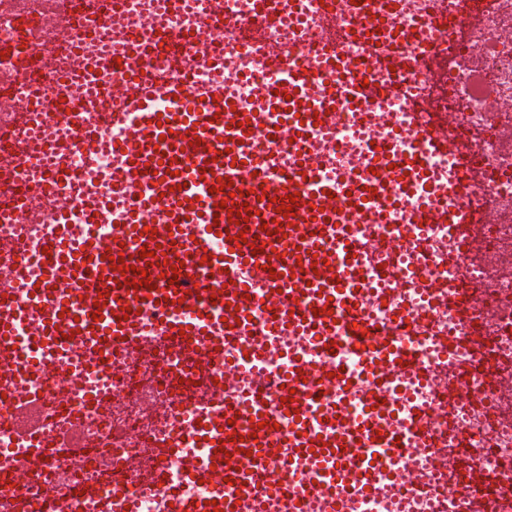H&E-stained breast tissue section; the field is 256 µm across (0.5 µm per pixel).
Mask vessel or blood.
I'll list each match as a JSON object with an SVG mask.
<instances>
[{
  "mask_svg": "<svg viewBox=\"0 0 512 512\" xmlns=\"http://www.w3.org/2000/svg\"><path fill=\"white\" fill-rule=\"evenodd\" d=\"M211 43L201 52L200 61L211 69L224 67V57L214 44L225 27L234 24L225 13L224 0H208ZM146 57L144 46L131 44L122 57L109 55L86 63L78 73L79 81L93 83L99 69L122 68L130 80L101 90L91 100V107L103 110L108 125L122 128L124 138L112 150L121 163L112 177L114 190L134 200L148 199L151 209L160 211L156 232L137 228L108 242L88 238L81 247L68 245L67 224L49 227L51 246L40 255L43 277L38 286L29 288L28 308L41 311L44 321L42 344H51L58 334L73 336L75 342L111 347L134 335L138 313L133 302L155 306L164 321L161 334L166 338H185L204 345L206 361L219 362L224 347L252 337L261 343L263 332L248 321L249 309L273 305L281 323L309 329L323 350L336 345V312L342 306H355L362 286V270L347 264L342 274L332 273L324 255L306 246L299 225L313 222L336 230L342 254H350L351 243L342 231L353 214L374 216L390 194L408 181H421L417 160L408 159L396 170L394 180L375 176L364 184L326 182L317 177L313 167L291 171L289 182L298 186L294 212L279 213L285 196L267 190L265 164L251 157L248 139L253 128L274 132L276 137L301 142L307 127L331 126L336 116L335 99L309 93L308 72L288 68L279 50H270L268 81L271 95L267 111L245 115L235 112L234 104L224 95L223 79L190 89L182 85H159L135 76L134 71ZM369 66L403 69L405 60L398 55L393 41L380 43L368 60ZM178 100L180 111L169 113L160 121L159 101ZM416 113L427 116L422 133L431 147L448 148L447 113H428L422 101H413ZM80 103L56 118L73 128L71 136L51 143L32 139L25 151L50 150L55 158L47 181L52 189L64 193L70 189L66 158L76 149L93 152L99 145L100 128L83 120ZM348 191V211L336 213L332 196ZM248 207L246 222L229 221V207ZM153 256L143 259L140 247ZM273 250L282 260L274 273H263L260 283L252 284L242 276L258 250ZM195 268L196 277H211L217 282L211 291L195 288V279L179 278L164 286L160 280L171 266ZM135 266L131 276H124L126 266ZM150 276L152 287L142 286V276ZM485 287L480 283L457 281L448 293L461 300L462 312L473 308ZM17 318L10 308V297L0 290V366L14 363ZM368 372L401 371L406 360L396 338L387 336L369 343L364 354ZM279 394L283 410L291 423L287 437H280L262 427L259 430L233 425V411L215 408L208 433L220 441L222 450L211 464L186 463L190 482L205 484L230 478L239 493H255L254 476L266 459L288 454L310 453L320 464V484H309L344 494V470L357 472L363 485L371 483L374 455L400 451L394 434H378L373 418L344 424L334 410L315 411L312 389L331 386L327 369H315L302 358L289 357L281 379ZM250 451V466L245 470H227L225 454L241 456ZM170 512H234L233 504L218 497L207 505L190 496L174 499Z\"/></svg>",
  "mask_w": 512,
  "mask_h": 512,
  "instance_id": "b4317fda",
  "label": "vessel or blood"
}]
</instances>
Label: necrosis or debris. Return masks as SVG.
<instances>
[{
	"instance_id": "obj_1",
	"label": "necrosis or debris",
	"mask_w": 512,
	"mask_h": 512,
	"mask_svg": "<svg viewBox=\"0 0 512 512\" xmlns=\"http://www.w3.org/2000/svg\"><path fill=\"white\" fill-rule=\"evenodd\" d=\"M184 9L163 13L161 0H121L107 34H100L99 0H0V76L13 79L9 97L0 104V123L28 115L44 138L64 135L43 113L58 112L68 91L53 70L77 65L75 44L85 55L102 50L121 53L131 40L148 47L145 70L159 83L204 85L215 74L200 64L186 32L208 33L206 0H185ZM297 24L268 23L256 0H224L237 20L225 28L224 90L241 111L263 109L267 71L261 60L265 45L281 47L289 66L310 73L316 90L327 93L344 81L379 85V97L360 111L337 107L336 122L314 127L305 141L322 178L366 179L380 156L396 161L415 156L435 182L430 199L400 190L399 202L384 223L354 224L353 238L373 237L376 248L362 252L366 283L356 310H342L339 322L358 313L368 334L419 335L411 356L413 368L381 375L392 409L380 411L387 431L403 435L400 455L379 459L367 496L350 493L340 512H471L480 498L483 512H512V0H399L391 18L403 39L397 49L407 59L404 72L393 75L365 70L374 50L367 30L380 19L383 0H369L363 14L345 10L339 0H299ZM164 14L165 25L150 22ZM334 16L337 34L348 37L346 66L325 72L322 60L326 18ZM452 61L442 87H434L421 63L435 53ZM423 99L428 111L448 115V140L466 141L470 150L430 152L418 123L408 110L411 98ZM21 138L0 139V162L15 192L0 199V289L13 288L14 307L25 317L17 328L19 349L36 360L40 374L22 369L5 373L0 398V512H166L173 494L206 499L235 495V488L196 486L187 481L184 460L207 461L211 450L200 421L216 405L237 406L249 422V401L260 387L272 388L295 353L317 363L321 350L311 337L279 327L261 348L242 339L220 363L202 364L185 355L181 345L152 340L157 320L141 311V333L126 346L98 357L67 345L33 346L39 318L26 314L27 291L12 285L15 256L28 261V277L43 269L37 258L47 248L48 225L68 214L71 234L83 240L119 229V218L132 200L113 193L110 174L119 155L97 149L94 162L83 152L67 161L77 179L69 195L50 192L44 174L52 161L40 152L22 153ZM250 147L275 179H282L297 158L279 139L255 131ZM480 178L470 182V171ZM109 197L111 207L99 223L88 224L83 194ZM456 214L491 208L479 245L489 254L483 262L463 253L455 224H416L412 216L422 201ZM486 285L470 317L461 316L444 288L459 277ZM483 338L474 353L468 339ZM336 353L351 384L343 394L325 391L322 402L340 404L347 416L364 412L359 390L364 382L362 351L348 336ZM463 365L456 383H448L449 362ZM425 416L413 430L411 413ZM464 446L471 468L489 477L490 489L468 487L465 471L448 473V451ZM267 469L293 482L305 512H329V494L307 493L314 476L311 462L272 459ZM418 473L407 482L403 471Z\"/></svg>"
}]
</instances>
